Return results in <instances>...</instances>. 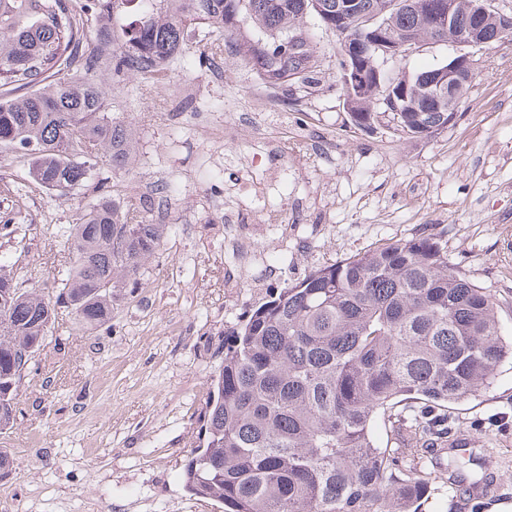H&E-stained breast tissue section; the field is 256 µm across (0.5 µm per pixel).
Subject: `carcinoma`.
Segmentation results:
<instances>
[{"mask_svg":"<svg viewBox=\"0 0 512 512\" xmlns=\"http://www.w3.org/2000/svg\"><path fill=\"white\" fill-rule=\"evenodd\" d=\"M389 19L398 42L439 38L411 0ZM344 0H0V149L28 158V176L67 197L136 161L133 128L112 116V88L131 77L168 81L171 62L212 37L220 51L244 23L245 66L269 85L306 88L317 60L303 18H336ZM340 42L366 33L351 20ZM363 87L351 120L366 128L391 78L357 54ZM434 69L398 82L397 130L424 136L456 117L428 93ZM160 225L137 224L106 183L66 241L71 265L55 293L25 288L0 264V430L13 425L17 383L58 309L92 331L160 246ZM224 359L206 408L204 448L184 469L194 494L224 512H419L432 480L466 493L444 411L490 388L512 358L496 304L448 258L447 232L378 246L312 270L224 332ZM380 419L393 447L379 446Z\"/></svg>","mask_w":512,"mask_h":512,"instance_id":"cac0c4a2","label":"carcinoma"}]
</instances>
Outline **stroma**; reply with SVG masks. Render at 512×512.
Returning a JSON list of instances; mask_svg holds the SVG:
<instances>
[{"label": "stroma", "instance_id": "obj_1", "mask_svg": "<svg viewBox=\"0 0 512 512\" xmlns=\"http://www.w3.org/2000/svg\"><path fill=\"white\" fill-rule=\"evenodd\" d=\"M321 62L316 85L267 88L233 46L176 62L169 82L130 78L110 102L136 132L132 170L100 162V175L148 224L160 247L114 303L111 326L79 330L66 309L20 383L16 420L0 430V512H224L191 494L183 470L200 438L224 332L316 267L424 231L448 232V257L497 304L512 337V34L471 52L473 78L455 119L406 138L390 115L353 124L340 89L339 37L306 18ZM446 43L402 60L392 75L445 64ZM0 152V180L18 193L17 231L0 237V261L28 288L52 287L69 265L63 241L95 185L57 196ZM276 181L267 193L263 183ZM288 226V260L275 280L240 273L224 250V209ZM451 438L488 467L468 466L485 494L461 505L431 493L423 512H512V363L492 389L450 406Z\"/></svg>", "mask_w": 512, "mask_h": 512}]
</instances>
